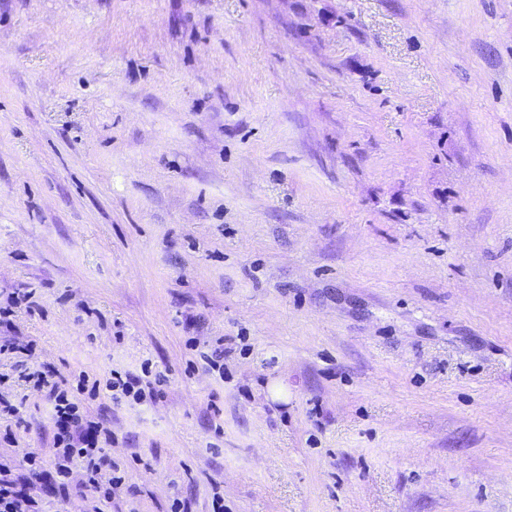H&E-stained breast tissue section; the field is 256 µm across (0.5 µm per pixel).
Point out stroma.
<instances>
[{
    "label": "stroma",
    "instance_id": "stroma-1",
    "mask_svg": "<svg viewBox=\"0 0 512 512\" xmlns=\"http://www.w3.org/2000/svg\"><path fill=\"white\" fill-rule=\"evenodd\" d=\"M0 308L106 512H512V0H0ZM161 384L160 378H155L154 382L147 380L144 381L142 376L133 375L130 373L121 374L114 371L112 379H110L106 387L112 391V398L115 400L124 397H132L135 403H142L147 399L152 400L158 394Z\"/></svg>",
    "mask_w": 512,
    "mask_h": 512
}]
</instances>
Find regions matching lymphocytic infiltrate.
<instances>
[{
	"label": "lymphocytic infiltrate",
	"mask_w": 512,
	"mask_h": 512,
	"mask_svg": "<svg viewBox=\"0 0 512 512\" xmlns=\"http://www.w3.org/2000/svg\"><path fill=\"white\" fill-rule=\"evenodd\" d=\"M38 387H49L54 401L56 450L51 462L36 455L28 458V472L16 474L10 460L0 459V512H35L36 486L67 496L71 484L91 491L97 501H109L124 477L107 448L101 447L98 423L84 419L67 391L48 384L47 372H33Z\"/></svg>",
	"instance_id": "f902f5d3"
}]
</instances>
